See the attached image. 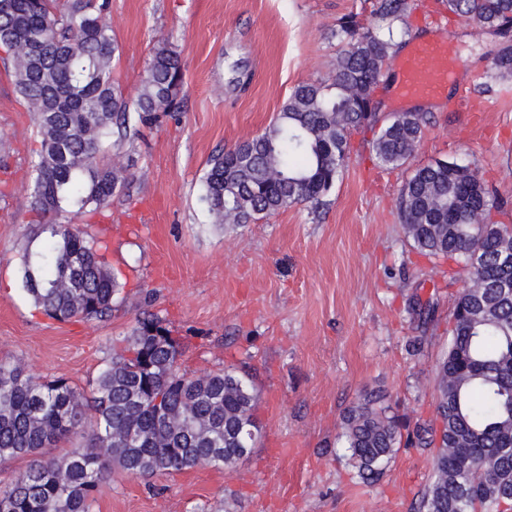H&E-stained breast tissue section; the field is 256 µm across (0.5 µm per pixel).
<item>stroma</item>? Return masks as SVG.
Masks as SVG:
<instances>
[{
    "instance_id": "obj_1",
    "label": "stroma",
    "mask_w": 512,
    "mask_h": 512,
    "mask_svg": "<svg viewBox=\"0 0 512 512\" xmlns=\"http://www.w3.org/2000/svg\"><path fill=\"white\" fill-rule=\"evenodd\" d=\"M411 3V32L451 40L457 84L403 104L380 89L383 113L422 108L412 166L466 156L512 196V80L475 122L461 88L490 75V40L432 0ZM370 11L371 0H110L112 75L126 98H136L158 40L180 52L185 70L175 110L149 126L131 118V139L109 151L129 169L111 222L72 218L104 241L125 284L126 300L105 320L54 321L21 289L39 142L0 47V358L84 390L113 338L147 310L190 337L187 373L231 367L252 376L259 396L262 441L233 469L117 472L91 512H411L430 484L429 449L399 448L368 485L336 445L345 411L369 394L409 424L432 419L457 294L445 263L418 257L407 241L397 207L406 173L376 162L373 130L352 134L344 173L319 209L216 224L200 200L210 159L268 129L295 85L326 79L337 19L353 13L366 23ZM415 337L421 350L412 355Z\"/></svg>"
}]
</instances>
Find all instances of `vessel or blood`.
<instances>
[{"label":"vessel or blood","mask_w":512,"mask_h":512,"mask_svg":"<svg viewBox=\"0 0 512 512\" xmlns=\"http://www.w3.org/2000/svg\"><path fill=\"white\" fill-rule=\"evenodd\" d=\"M454 78L448 64V39L439 36L414 44L398 67L399 97L432 98Z\"/></svg>","instance_id":"vessel-or-blood-1"}]
</instances>
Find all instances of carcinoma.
Segmentation results:
<instances>
[{"mask_svg":"<svg viewBox=\"0 0 512 512\" xmlns=\"http://www.w3.org/2000/svg\"><path fill=\"white\" fill-rule=\"evenodd\" d=\"M463 26L491 36V69L512 78V0H446ZM108 0H0V46L10 56L16 91L34 118L40 148L28 208L40 222L25 249L24 291L59 322L104 320L124 286L101 241L60 219L69 209L103 218L126 168L106 161L112 141L127 138L129 104L112 77L117 45L106 20ZM410 0H372L371 20L353 14L336 22L340 47L326 80L295 86L264 133L210 160L201 201L217 224H249L293 205L317 208L340 179L350 137L380 128L376 161L389 170L409 164L422 140L420 112L379 122L371 84L409 35ZM40 38L31 55L32 37ZM183 83L180 53L154 47L135 101L138 120L170 112ZM412 248L448 261V285L465 278L448 330V350L436 365L435 419L418 424L414 443L432 449V480L414 512H512V201L501 196L476 163L436 161L414 169L398 198ZM481 213L496 230L472 223ZM53 220L41 221L46 215ZM187 337L174 336L154 315L136 320L112 342V354L89 384L90 394L65 380L39 381L0 359V466L29 459L0 484V512H90L99 488L119 472L172 475L205 464L231 469L242 433L262 432L253 381L229 369L199 378L179 359ZM92 427L83 446L52 449ZM404 425L366 396L345 412L340 440L351 466L375 483L401 447Z\"/></svg>","mask_w":512,"mask_h":512,"instance_id":"obj_1","label":"carcinoma"}]
</instances>
